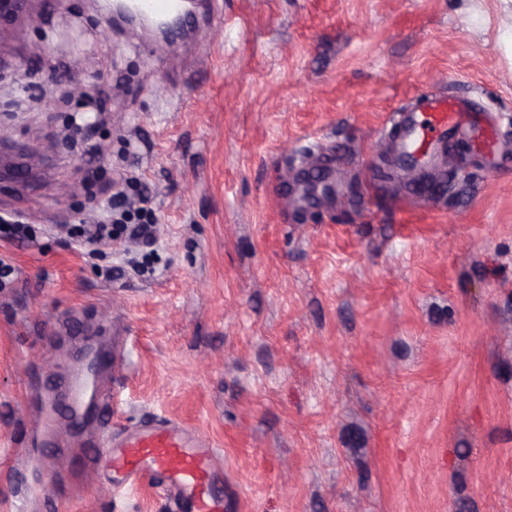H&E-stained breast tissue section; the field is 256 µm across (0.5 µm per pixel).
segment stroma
Listing matches in <instances>:
<instances>
[{
	"label": "stroma",
	"instance_id": "35a3bbf8",
	"mask_svg": "<svg viewBox=\"0 0 512 512\" xmlns=\"http://www.w3.org/2000/svg\"><path fill=\"white\" fill-rule=\"evenodd\" d=\"M179 49L94 0L0 19V512H173L112 493L61 389L129 343L113 433L181 423L224 459L228 512H512V0H211ZM105 75L100 149L70 144ZM434 88L479 101L498 155L453 139L398 166L386 121ZM153 196V243L89 253L114 185ZM67 434L22 452L40 409Z\"/></svg>",
	"mask_w": 512,
	"mask_h": 512
}]
</instances>
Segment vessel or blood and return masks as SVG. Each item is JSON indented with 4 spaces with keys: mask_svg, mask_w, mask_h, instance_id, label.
<instances>
[{
    "mask_svg": "<svg viewBox=\"0 0 512 512\" xmlns=\"http://www.w3.org/2000/svg\"><path fill=\"white\" fill-rule=\"evenodd\" d=\"M135 7L156 17L178 12L180 0H134ZM420 111L403 130L400 144L412 152H427L456 134H472L479 110L471 98L430 90L418 95ZM112 470V485L121 489L148 481L170 493L177 512H224V496L214 475L222 464L215 449L186 437L175 422L141 427L134 435L104 439Z\"/></svg>",
    "mask_w": 512,
    "mask_h": 512,
    "instance_id": "vessel-or-blood-1",
    "label": "vessel or blood"
}]
</instances>
